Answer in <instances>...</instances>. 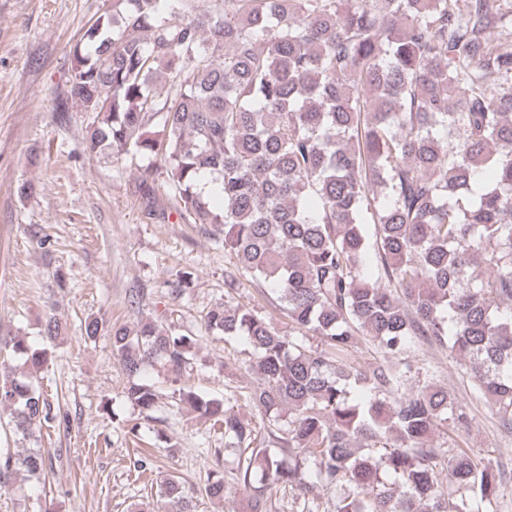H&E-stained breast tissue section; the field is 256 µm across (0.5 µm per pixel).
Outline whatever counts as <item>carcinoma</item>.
I'll use <instances>...</instances> for the list:
<instances>
[{
  "label": "carcinoma",
  "instance_id": "1",
  "mask_svg": "<svg viewBox=\"0 0 512 512\" xmlns=\"http://www.w3.org/2000/svg\"><path fill=\"white\" fill-rule=\"evenodd\" d=\"M70 53L88 153L140 159L147 191L173 192L231 257L202 321L249 345L234 366L254 382L173 399L238 452L247 512H269L272 486L303 512L329 490L334 512H495L498 469L434 444L462 417L409 357L419 339L448 351L512 430V0H112ZM246 282L276 291L292 332L229 303ZM110 336L146 412L160 396L142 372L179 375L200 343L152 318ZM363 340L380 358L365 373ZM46 360L0 341V407L23 440L52 421L33 376ZM50 466L0 456V481ZM204 492L224 500V478ZM135 512L194 506L169 476Z\"/></svg>",
  "mask_w": 512,
  "mask_h": 512
}]
</instances>
